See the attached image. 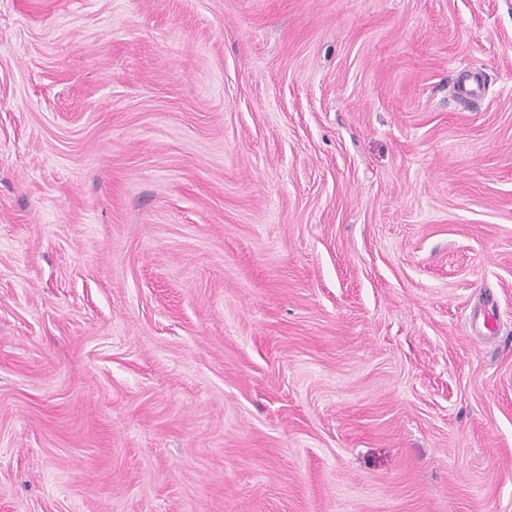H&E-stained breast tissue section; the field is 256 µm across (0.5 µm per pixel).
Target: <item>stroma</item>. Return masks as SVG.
<instances>
[{"label": "stroma", "mask_w": 512, "mask_h": 512, "mask_svg": "<svg viewBox=\"0 0 512 512\" xmlns=\"http://www.w3.org/2000/svg\"><path fill=\"white\" fill-rule=\"evenodd\" d=\"M0 512H512V0H0Z\"/></svg>", "instance_id": "obj_1"}]
</instances>
